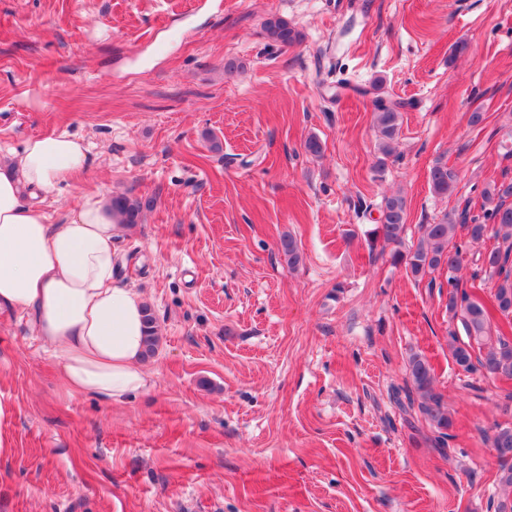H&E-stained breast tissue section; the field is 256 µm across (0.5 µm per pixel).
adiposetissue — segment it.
<instances>
[{"instance_id":"ef3b65f1","label":"adipose tissue","mask_w":512,"mask_h":512,"mask_svg":"<svg viewBox=\"0 0 512 512\" xmlns=\"http://www.w3.org/2000/svg\"><path fill=\"white\" fill-rule=\"evenodd\" d=\"M87 163L83 140L65 132L0 148V311L27 320L69 392L121 402L151 376L146 300L114 278L120 217L106 195L77 201L63 224L42 207Z\"/></svg>"}]
</instances>
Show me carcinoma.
<instances>
[{
	"label": "carcinoma",
	"instance_id": "carcinoma-1",
	"mask_svg": "<svg viewBox=\"0 0 512 512\" xmlns=\"http://www.w3.org/2000/svg\"><path fill=\"white\" fill-rule=\"evenodd\" d=\"M264 28L268 36L282 46H290L300 40V33L281 18L269 19ZM375 123L378 133V150L382 158L378 165H384V158L394 150V142L400 129L401 102H386L381 97L374 100ZM458 171L438 160L429 171L431 191L438 196L452 195L458 184ZM117 209L124 217V223L136 224L145 209L153 206V201L142 202L126 197L115 199ZM481 209L489 223L479 222L465 207L461 213H445L432 224L421 226L422 234L412 249H404L406 231V200L400 194L386 196L378 210V224L371 232V247L382 244L390 249L393 264L404 267L406 274L416 280L438 271L448 272V314L460 321L467 340L461 341L456 333H449V347L454 362L465 371L476 367L485 374L512 380V337L501 332L491 335L490 314L486 305L468 294L462 278L458 276L463 261L462 245L455 241L457 230H462L472 242H478L488 233L498 240L491 250L478 254L472 259L476 266L471 279L484 273L498 278L493 294L496 308L506 317L512 316V181L492 182L483 190ZM280 249L288 258V265L296 266L302 255L295 239L285 235L280 240ZM146 321L150 328L147 340L146 357L156 354L158 333L156 319L151 308H146ZM409 378L415 395L408 396L409 407H417L418 412L429 424L434 433L427 441L434 448H442L448 438V430L453 421L448 413V405L443 395L436 390L434 371L424 357L416 354L409 360ZM492 447L498 450L500 463L498 483L504 498L497 502L495 512H507L512 508V427H498L491 439Z\"/></svg>",
	"mask_w": 512,
	"mask_h": 512
}]
</instances>
